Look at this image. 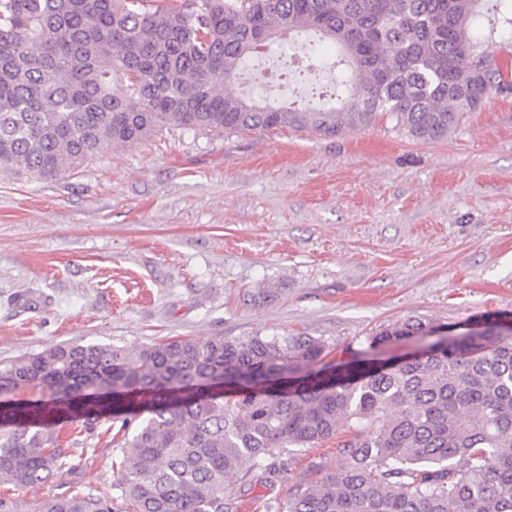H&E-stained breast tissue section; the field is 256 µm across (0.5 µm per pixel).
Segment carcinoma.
Returning <instances> with one entry per match:
<instances>
[{
  "label": "carcinoma",
  "instance_id": "obj_1",
  "mask_svg": "<svg viewBox=\"0 0 512 512\" xmlns=\"http://www.w3.org/2000/svg\"><path fill=\"white\" fill-rule=\"evenodd\" d=\"M0 0V173L54 180L170 123L221 135L373 126L448 137L499 87L493 45L512 39V0ZM308 33L346 69L303 105L226 94L258 45ZM281 57L287 76L311 69ZM408 319L325 363L314 336H171L131 354L66 343L0 369V485H49L61 419L121 423L118 480L129 512H231L225 487L267 458L343 432L346 465L276 512H512V325L457 335ZM422 343L395 363L379 345ZM30 391L33 399L16 394ZM48 512H112L94 496Z\"/></svg>",
  "mask_w": 512,
  "mask_h": 512
}]
</instances>
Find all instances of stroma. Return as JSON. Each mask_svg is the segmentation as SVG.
Segmentation results:
<instances>
[{
    "mask_svg": "<svg viewBox=\"0 0 512 512\" xmlns=\"http://www.w3.org/2000/svg\"><path fill=\"white\" fill-rule=\"evenodd\" d=\"M408 318L512 320V98L436 143L384 120L335 139L169 124L55 181L0 175V368L63 343L257 333L321 338L337 365ZM116 431L63 425L60 476L0 486V512L78 493L127 512ZM339 444L277 455L230 503L286 502L345 465Z\"/></svg>",
    "mask_w": 512,
    "mask_h": 512,
    "instance_id": "35a3bbf8",
    "label": "stroma"
}]
</instances>
